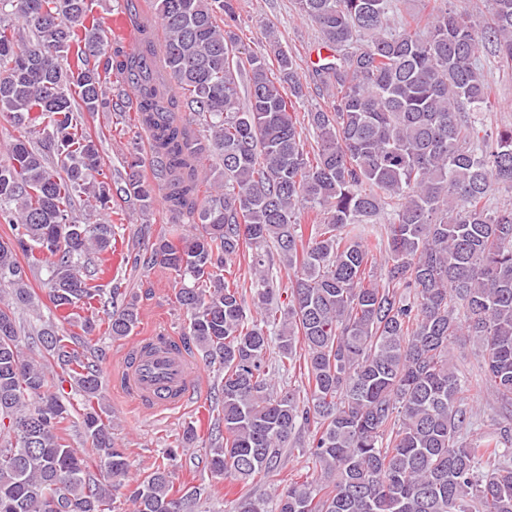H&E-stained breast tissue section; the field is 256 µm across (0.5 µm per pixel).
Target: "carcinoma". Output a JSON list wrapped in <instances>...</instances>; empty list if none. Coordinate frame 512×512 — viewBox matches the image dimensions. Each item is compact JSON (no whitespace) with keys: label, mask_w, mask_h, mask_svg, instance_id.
<instances>
[{"label":"carcinoma","mask_w":512,"mask_h":512,"mask_svg":"<svg viewBox=\"0 0 512 512\" xmlns=\"http://www.w3.org/2000/svg\"><path fill=\"white\" fill-rule=\"evenodd\" d=\"M93 2L0 0V112L24 130L0 160V219L27 266L46 270L52 316L36 334L22 332L14 306H34V292L1 241L11 297L0 304V512H113L119 494L134 512L198 510L197 488L173 493L175 448L127 480L125 449L103 418L101 373L72 347L77 337L56 330L55 321L94 309L101 289L85 261L115 238L114 225L88 224L72 209L76 193L102 209L112 202L97 145L81 129V113L112 94L103 70L131 87L119 105L152 131L160 179H142L134 156L120 191L141 210L160 191L197 225L176 243L159 238L143 263L179 277L183 344L224 372L222 427L205 464L245 487L234 512H512V413L472 433L470 382L448 358L453 340L475 339L479 380L512 410V208L488 205L492 191L512 189V128L476 130L493 107L482 50L512 64V0H491L481 30L446 4L423 28L406 20L396 30L395 0H295L327 51L313 71L335 97L307 113L312 152L296 114L295 61L271 30L269 48L239 57L237 35L218 23L235 20L233 0H154L163 47L143 25L135 52L111 56ZM170 81L208 134L175 120ZM39 127L41 151L30 140ZM206 154L221 171L202 198ZM383 216L385 237L371 246L366 225ZM275 254L293 271L285 309ZM244 255L256 274L248 288L232 271ZM110 304V335H130L136 297L115 287ZM33 337L81 398L104 482L62 437L72 403L24 352ZM299 361L303 389H277L273 376ZM295 454L315 477H291L269 500L252 493L249 483Z\"/></svg>","instance_id":"1"}]
</instances>
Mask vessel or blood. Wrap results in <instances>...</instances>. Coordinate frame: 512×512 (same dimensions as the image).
<instances>
[{
	"mask_svg": "<svg viewBox=\"0 0 512 512\" xmlns=\"http://www.w3.org/2000/svg\"><path fill=\"white\" fill-rule=\"evenodd\" d=\"M136 345L143 353L122 373L126 395L147 412L185 405L201 381L200 368L159 337H139Z\"/></svg>",
	"mask_w": 512,
	"mask_h": 512,
	"instance_id": "b4317fda",
	"label": "vessel or blood"
}]
</instances>
